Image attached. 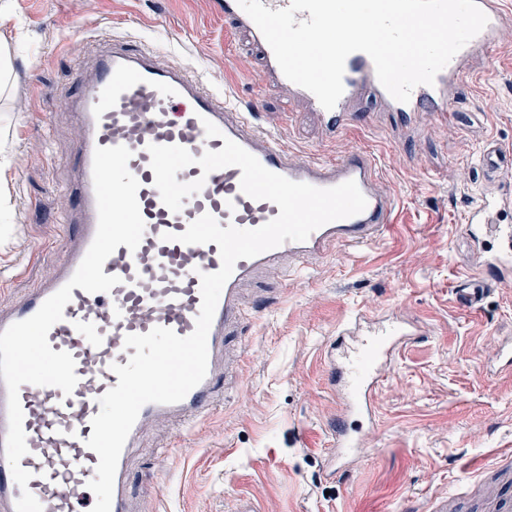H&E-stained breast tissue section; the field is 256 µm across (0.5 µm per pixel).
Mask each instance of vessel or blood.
<instances>
[{"label": "vessel or blood", "mask_w": 512, "mask_h": 512, "mask_svg": "<svg viewBox=\"0 0 512 512\" xmlns=\"http://www.w3.org/2000/svg\"><path fill=\"white\" fill-rule=\"evenodd\" d=\"M477 4L488 17L485 28L437 74L433 85L415 87L409 102L391 97L378 81L371 58L362 52L347 57L344 93L333 109H323L308 90H301V97L319 114L326 132L332 136L347 133L357 123L354 104L366 92L379 99L386 111L405 118L416 112H429L441 120L450 118L459 109L460 91L475 62L491 58L500 32L512 26V0H477ZM220 6L225 20L261 46L262 82L285 83L270 46L237 0H220ZM76 80L79 92L74 103L84 129L72 178L79 201V227L63 231L62 257L55 275L30 290L10 310H0V332L34 315L47 298L68 283L86 255L98 226L92 176L96 148L123 145L131 150L128 168L140 183L137 198L145 231L136 250L118 246L103 266L104 274L119 277V285L97 293L73 288L63 320L49 331L52 350L68 352L75 360L78 383L73 392L66 395L55 387L30 384L20 387L29 449L20 465L32 474L28 488L43 512H78V505L89 493L88 483L99 462L97 453L86 445L93 431L91 420L101 410L100 397L118 383L112 364L126 365L135 353L134 348L125 347L126 335L144 334L161 326L184 337L195 328L201 307L200 275L220 269L219 247L214 243L186 245L174 241V234L184 232L206 213L221 226L241 229L259 227L280 213L276 204L252 199L242 192L240 168L226 167L206 175L197 165L179 171L176 178L181 182L203 179L202 189L184 199L179 212H172L154 185L148 145H179L198 158L206 150L222 149L225 140L230 139L274 173L318 188L352 180L367 199L362 213L329 223L306 241L288 240L256 257L236 262L208 334L205 378L180 402L144 405L121 452L111 512H133L127 495L128 463L146 424L163 418L185 426L205 417L217 405V380L227 329L245 316L241 294L244 282L285 257L301 260L325 254L339 245L361 247L371 243L389 231L395 203L380 191L377 162L369 151L358 149L336 161L309 159L296 163L284 146L254 123L253 113L239 111L197 75L163 62L150 46L113 42L98 50L91 70L77 71ZM207 120L219 128L218 137L206 136L203 123ZM483 153L485 176L512 177L511 151L490 143ZM497 210L496 198L482 197L470 209L463 226L465 234L474 240L491 236L497 241L496 250L487 260L485 276L462 279L456 288L457 301L467 311L478 309L483 301L489 287L488 273L512 264V225L491 223L490 216ZM411 335V329L404 326L390 324L365 332L355 323L330 342L333 356L328 360L329 375L357 415L371 417L370 391L378 368L394 346ZM8 429V390L0 379V512H16V501L21 496L5 455ZM332 433V465L340 472L354 443L353 432L348 423L341 422Z\"/></svg>", "instance_id": "vessel-or-blood-1"}]
</instances>
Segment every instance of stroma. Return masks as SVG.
Returning <instances> with one entry per match:
<instances>
[{"mask_svg": "<svg viewBox=\"0 0 512 512\" xmlns=\"http://www.w3.org/2000/svg\"><path fill=\"white\" fill-rule=\"evenodd\" d=\"M144 43L194 72L293 160L353 150L378 161L396 203L371 244L284 260L246 283L252 313L226 338L230 372L216 409L184 435L149 422L130 464L135 512H497L512 496V370L496 351L512 340V268L494 274L481 309L454 293L485 271L486 252L462 231L471 206L497 197L512 223V187L478 178L483 145L512 149V28L468 79L452 121L410 122L360 104L365 123L327 135L285 85L259 81L262 51L216 0H0V309L50 279L60 260L58 216H76L68 187L83 128L72 74L99 39ZM415 325L372 388L373 423L358 434L344 476L330 467L331 428L348 417L326 371L337 332L355 320Z\"/></svg>", "mask_w": 512, "mask_h": 512, "instance_id": "1", "label": "stroma"}]
</instances>
